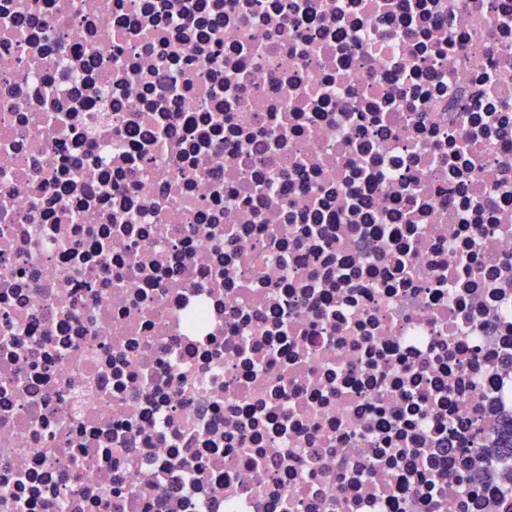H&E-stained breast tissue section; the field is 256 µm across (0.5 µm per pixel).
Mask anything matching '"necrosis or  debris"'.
<instances>
[{"label": "necrosis or debris", "instance_id": "4bbe7bcc", "mask_svg": "<svg viewBox=\"0 0 512 512\" xmlns=\"http://www.w3.org/2000/svg\"><path fill=\"white\" fill-rule=\"evenodd\" d=\"M512 0H0V512H512Z\"/></svg>", "mask_w": 512, "mask_h": 512}]
</instances>
